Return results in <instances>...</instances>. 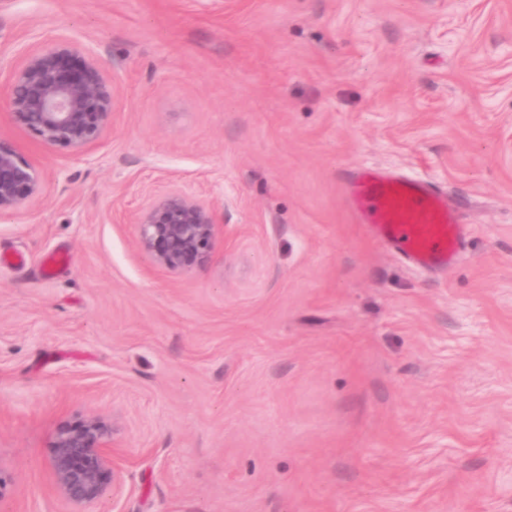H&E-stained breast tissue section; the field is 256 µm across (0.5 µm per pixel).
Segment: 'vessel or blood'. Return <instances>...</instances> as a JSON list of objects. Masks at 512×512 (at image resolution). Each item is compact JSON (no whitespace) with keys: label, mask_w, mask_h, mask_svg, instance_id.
I'll list each match as a JSON object with an SVG mask.
<instances>
[{"label":"vessel or blood","mask_w":512,"mask_h":512,"mask_svg":"<svg viewBox=\"0 0 512 512\" xmlns=\"http://www.w3.org/2000/svg\"><path fill=\"white\" fill-rule=\"evenodd\" d=\"M353 219L401 260L418 268L448 266L461 253L459 213L431 182L379 169H355L346 182Z\"/></svg>","instance_id":"b4317fda"}]
</instances>
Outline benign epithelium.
Here are the masks:
<instances>
[{"label":"benign epithelium","mask_w":512,"mask_h":512,"mask_svg":"<svg viewBox=\"0 0 512 512\" xmlns=\"http://www.w3.org/2000/svg\"><path fill=\"white\" fill-rule=\"evenodd\" d=\"M118 95V86L91 50L82 53L59 39L22 52L10 68L6 108L45 146L82 156L111 126ZM44 182L37 165L0 139V217L39 194ZM131 223L137 227V248L159 268L201 267L209 258L215 212L185 186L150 198ZM124 462L111 428L90 418L77 428L59 430L50 467L58 492L81 506L120 493Z\"/></svg>","instance_id":"1"}]
</instances>
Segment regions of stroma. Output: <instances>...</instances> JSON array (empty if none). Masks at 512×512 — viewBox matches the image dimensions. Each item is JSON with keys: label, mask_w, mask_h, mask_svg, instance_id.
<instances>
[{"label": "stroma", "mask_w": 512, "mask_h": 512, "mask_svg": "<svg viewBox=\"0 0 512 512\" xmlns=\"http://www.w3.org/2000/svg\"><path fill=\"white\" fill-rule=\"evenodd\" d=\"M58 38L119 97L82 157L0 112L47 174L0 218V512H512V0H0V61ZM353 166L447 191L456 264L354 223ZM174 181L205 266L135 244ZM92 416L123 487L79 510ZM54 448L50 467L56 489L67 501L75 506L100 501L108 493L110 474L112 498L120 493L125 459L114 448L106 423L90 418L77 428L62 427Z\"/></svg>", "instance_id": "35a3bbf8"}]
</instances>
